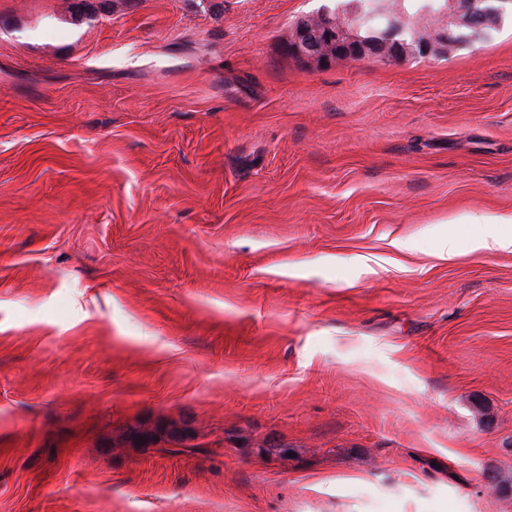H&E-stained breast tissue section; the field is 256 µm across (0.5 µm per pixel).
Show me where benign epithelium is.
<instances>
[{
	"label": "benign epithelium",
	"mask_w": 512,
	"mask_h": 512,
	"mask_svg": "<svg viewBox=\"0 0 512 512\" xmlns=\"http://www.w3.org/2000/svg\"><path fill=\"white\" fill-rule=\"evenodd\" d=\"M447 24L456 29L468 28L481 33L484 28L495 25V17L477 9V0H452L449 3ZM362 20L357 15L340 20L327 12L298 19L294 34L288 42V53L300 59L327 66L336 60L359 61L374 58L393 61L415 55L421 51L426 55H437L448 45L449 29L437 27L421 43L395 39L401 27L397 18L391 19L392 28L379 39L366 40L360 33Z\"/></svg>",
	"instance_id": "1"
}]
</instances>
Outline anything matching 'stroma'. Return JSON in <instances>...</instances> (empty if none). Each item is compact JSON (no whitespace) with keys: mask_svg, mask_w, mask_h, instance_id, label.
<instances>
[{"mask_svg":"<svg viewBox=\"0 0 512 512\" xmlns=\"http://www.w3.org/2000/svg\"><path fill=\"white\" fill-rule=\"evenodd\" d=\"M331 2L0 0V512H512V20ZM346 4L353 3V7L351 10H358L364 17H368L366 20V35L371 33L373 35H379L387 29L388 26V17L386 14L379 12L378 5L380 1L378 0H344ZM379 19H383L386 21V25L383 28H380L378 24L375 22ZM416 11L408 15L413 19L409 23L410 37L425 36L428 25L422 26L425 20L438 21L448 12L446 29L437 27L421 43L407 42L394 38L395 33L401 27L400 21L393 17L392 28L383 38L366 40L360 33L362 20L359 15H350L347 21L340 20L328 12L316 16H305L298 19L294 26V34L288 42V53L300 59L316 62L318 65L327 66L336 60L359 61L365 58H374L380 61H393L415 55L419 50L425 55L440 54L448 45L451 36L449 25L457 30L461 28L472 29L480 34L484 28L495 25V17L490 14H482L477 9L475 0H420ZM466 39L451 38L447 50ZM456 44V45H455ZM455 45V46H453ZM446 50V51H447ZM468 247L470 251H511L512 236H503L493 230H488L470 239Z\"/></svg>","mask_w":512,"mask_h":512,"instance_id":"obj_1","label":"stroma"}]
</instances>
